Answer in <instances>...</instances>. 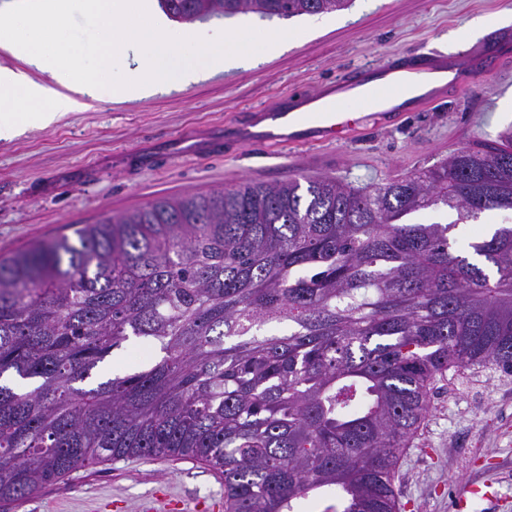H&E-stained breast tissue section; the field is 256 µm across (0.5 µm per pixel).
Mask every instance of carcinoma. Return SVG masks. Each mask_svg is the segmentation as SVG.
<instances>
[{
  "mask_svg": "<svg viewBox=\"0 0 512 512\" xmlns=\"http://www.w3.org/2000/svg\"><path fill=\"white\" fill-rule=\"evenodd\" d=\"M178 22L347 0H160ZM446 207L449 223L405 222ZM512 133L357 193L328 179L166 196L0 260V501L89 464L177 458L225 512H399L395 477L449 372L512 375ZM287 323L284 334L267 326ZM135 337L163 356L77 383ZM500 222L501 217L497 213H489L482 215L477 221L459 224L453 232L454 247L465 255L468 251L467 244L469 241L485 235L487 228L494 227Z\"/></svg>",
  "mask_w": 512,
  "mask_h": 512,
  "instance_id": "carcinoma-1",
  "label": "carcinoma"
}]
</instances>
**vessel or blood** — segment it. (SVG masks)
<instances>
[{"mask_svg":"<svg viewBox=\"0 0 512 512\" xmlns=\"http://www.w3.org/2000/svg\"><path fill=\"white\" fill-rule=\"evenodd\" d=\"M478 73V63L470 53L464 52L456 63L427 50L417 57L395 55L381 64L375 74L360 73L336 81L330 90H318L302 99V109L293 112L270 105L253 118H241L233 124V141L241 146L266 150L298 148L307 145H326L358 134L366 119L355 113V105L367 98L388 103L389 114L407 111V103L397 102L389 89L411 76L435 77L437 85L419 94L415 102L420 107L434 103L440 88L454 85L463 88ZM498 496L493 483L468 481L457 500V512H464L472 498L493 500Z\"/></svg>","mask_w":512,"mask_h":512,"instance_id":"b4317fda","label":"vessel or blood"}]
</instances>
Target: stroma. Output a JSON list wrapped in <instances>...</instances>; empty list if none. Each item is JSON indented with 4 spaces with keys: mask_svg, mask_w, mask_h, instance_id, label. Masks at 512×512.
<instances>
[{
    "mask_svg": "<svg viewBox=\"0 0 512 512\" xmlns=\"http://www.w3.org/2000/svg\"><path fill=\"white\" fill-rule=\"evenodd\" d=\"M506 0H352L315 16L216 14L185 32L242 26L285 28L279 55L250 70L214 72L149 98L113 100L104 92L46 128L0 140V259L29 245L139 208L160 196L207 192L240 182L326 177L364 190L426 169L465 146L492 143L512 128V58L394 125L354 141L272 150L225 149L230 122L287 96L309 94L351 70L428 47L495 53L512 37ZM482 37L449 42L472 19ZM470 479L496 484L501 501L470 512H512V375L464 371L440 381L431 411L400 459V512H455ZM186 506L224 512L221 473L191 460L128 459L89 465L0 512H140L155 493Z\"/></svg>",
    "mask_w": 512,
    "mask_h": 512,
    "instance_id": "stroma-1",
    "label": "stroma"
}]
</instances>
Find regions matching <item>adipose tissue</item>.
Wrapping results in <instances>:
<instances>
[{
  "mask_svg": "<svg viewBox=\"0 0 512 512\" xmlns=\"http://www.w3.org/2000/svg\"><path fill=\"white\" fill-rule=\"evenodd\" d=\"M101 25L95 70L84 71L82 51L64 35L69 16ZM281 29L242 28L210 33L170 29L155 0H0V49L23 69L0 66V139L21 126H49L73 111L78 98H147L185 87L212 70L255 67L288 44ZM122 78L114 84L112 73ZM39 73L52 82L36 81Z\"/></svg>",
  "mask_w": 512,
  "mask_h": 512,
  "instance_id": "1",
  "label": "adipose tissue"
}]
</instances>
